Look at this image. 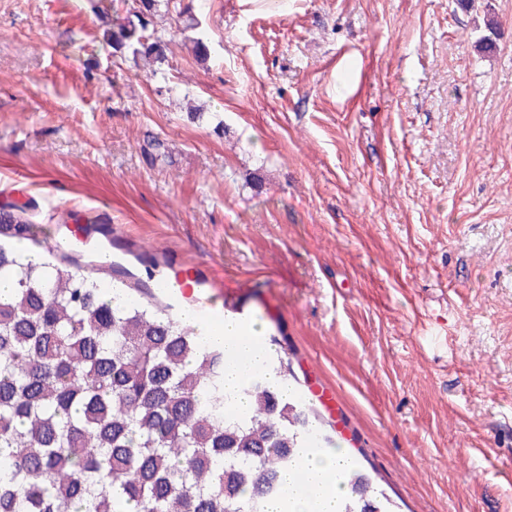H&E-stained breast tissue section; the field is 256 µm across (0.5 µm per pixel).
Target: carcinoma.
<instances>
[{
	"label": "carcinoma",
	"instance_id": "carcinoma-1",
	"mask_svg": "<svg viewBox=\"0 0 512 512\" xmlns=\"http://www.w3.org/2000/svg\"><path fill=\"white\" fill-rule=\"evenodd\" d=\"M0 215V512H269L311 439L305 400L257 376L224 392V348L112 269V287ZM339 512H391L349 469Z\"/></svg>",
	"mask_w": 512,
	"mask_h": 512
}]
</instances>
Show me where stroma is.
I'll use <instances>...</instances> for the list:
<instances>
[{"label": "stroma", "instance_id": "35a3bbf8", "mask_svg": "<svg viewBox=\"0 0 512 512\" xmlns=\"http://www.w3.org/2000/svg\"><path fill=\"white\" fill-rule=\"evenodd\" d=\"M3 206L207 271L394 512H512V0H0Z\"/></svg>", "mask_w": 512, "mask_h": 512}]
</instances>
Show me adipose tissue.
<instances>
[{
	"label": "adipose tissue",
	"mask_w": 512,
	"mask_h": 512,
	"mask_svg": "<svg viewBox=\"0 0 512 512\" xmlns=\"http://www.w3.org/2000/svg\"><path fill=\"white\" fill-rule=\"evenodd\" d=\"M200 333L223 345L228 355L224 367L225 390L236 396L238 406H245V399L238 396L239 388L243 381L261 370L268 356L260 342L261 329L228 318L223 327H204ZM347 456L348 451L344 448L303 456L284 474L286 495L272 503L271 512H337L347 490L336 474Z\"/></svg>",
	"instance_id": "adipose-tissue-1"
}]
</instances>
